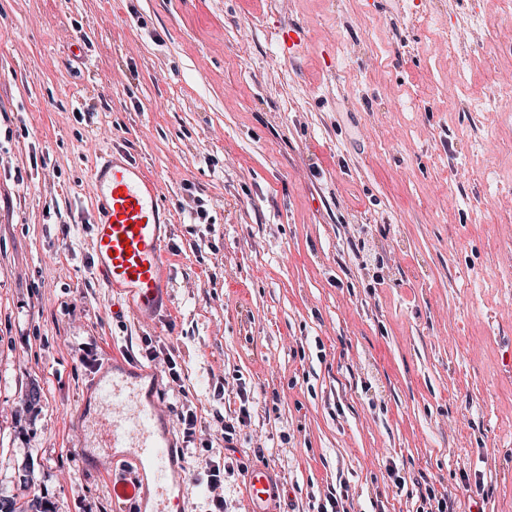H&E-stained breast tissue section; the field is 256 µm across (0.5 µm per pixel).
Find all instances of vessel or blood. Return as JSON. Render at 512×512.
Returning a JSON list of instances; mask_svg holds the SVG:
<instances>
[{
    "label": "vessel or blood",
    "instance_id": "obj_1",
    "mask_svg": "<svg viewBox=\"0 0 512 512\" xmlns=\"http://www.w3.org/2000/svg\"><path fill=\"white\" fill-rule=\"evenodd\" d=\"M98 219L90 246L95 276L113 297L128 303L145 321L169 312L171 254L167 237L173 212L156 180L126 151L100 155L90 169ZM152 371L130 367L110 351L93 383V410L83 415L77 452L106 477L113 500L130 501L141 512H172L169 495L177 453L157 413ZM124 449L116 465L114 449ZM248 496L255 504L272 495L270 476L257 466L247 474Z\"/></svg>",
    "mask_w": 512,
    "mask_h": 512
}]
</instances>
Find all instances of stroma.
<instances>
[{
	"label": "stroma",
	"instance_id": "35a3bbf8",
	"mask_svg": "<svg viewBox=\"0 0 512 512\" xmlns=\"http://www.w3.org/2000/svg\"><path fill=\"white\" fill-rule=\"evenodd\" d=\"M509 68L506 0H0V491L126 512L75 448L112 346L177 362L182 512L243 407L236 457L295 512H416L429 484L512 512ZM115 147L174 213L152 323L94 275L89 168Z\"/></svg>",
	"mask_w": 512,
	"mask_h": 512
}]
</instances>
